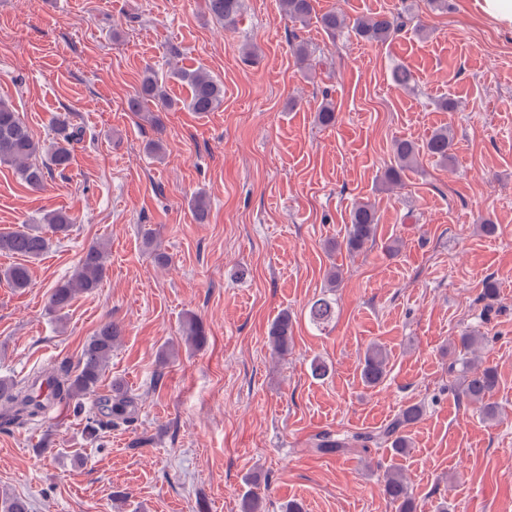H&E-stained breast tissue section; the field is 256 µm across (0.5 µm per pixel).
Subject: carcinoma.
<instances>
[{
  "mask_svg": "<svg viewBox=\"0 0 512 512\" xmlns=\"http://www.w3.org/2000/svg\"><path fill=\"white\" fill-rule=\"evenodd\" d=\"M279 6L288 18L306 26L314 19L320 28L330 34L342 30L344 19L332 11L319 13L316 0H278ZM242 0H206L208 13L216 21L226 26L235 24L241 12ZM409 13L405 9L376 13L353 21L355 34L367 41L385 43L401 32L409 23ZM172 77L189 89L188 108L193 112L206 113L218 109L224 101V85L202 68H179ZM154 103L170 108L173 100L168 98L164 86L156 74L148 69L143 74L135 95L128 100L132 112H140ZM53 142L49 152V163L42 164L36 156L40 145L27 125L21 120L13 106L0 99V164L14 168L21 182L32 192L45 187L51 168L61 171L69 167L74 145L83 141V130L71 126L64 115L55 121ZM426 153L446 162L453 159L452 137L448 130L437 129L423 143L418 145L407 138L393 142V164L385 173L391 184L398 183L405 171L413 168L420 153ZM377 216L367 202H360L350 212L344 245L351 254L362 251L375 240ZM70 226V216L62 210H52L42 216V224L37 227H23L18 230L0 233V254L16 255L23 262L10 265L3 276L13 288H26L30 283V269L24 264L28 259H39L49 249L48 233L64 234ZM106 273L105 249L101 244L89 246L82 254L73 273L58 281L48 294L47 307L57 313L69 308L79 294H89L100 288ZM336 317L335 302L325 297L315 300L309 307L308 318L311 324L320 326ZM293 320L281 313L271 324L269 338L274 353H288L293 342ZM121 327L113 322L103 323L82 348L75 370L66 365L43 374L38 373L24 382L0 379V406L8 411L4 416L7 424L23 425L42 418L48 408L56 402L74 403L77 411L85 409L84 399L92 395L112 358V350L121 338ZM187 342L202 346L206 343V331L201 322L189 316L183 324ZM481 337L472 334L460 336L458 357L449 365V371L459 373L458 397L479 408L482 416L495 421L502 410L492 401L498 386L494 368L483 367L476 358V346ZM388 357L380 346H370L361 362V378L369 387H375L387 376ZM133 399L119 384L112 385L111 397L103 404L89 411L85 417L86 433L94 437L106 425L114 427L128 424L134 419ZM423 414V406L412 404L404 407L383 426L363 432L333 434L320 432L313 438V447L322 454L339 455L351 448H380L387 444L397 455H403L409 448L406 430L418 422ZM384 494L395 506L396 512H414V503L401 472L392 467L384 475ZM0 512H29L27 500L20 496L0 497Z\"/></svg>",
  "mask_w": 512,
  "mask_h": 512,
  "instance_id": "cac0c4a2",
  "label": "carcinoma"
}]
</instances>
